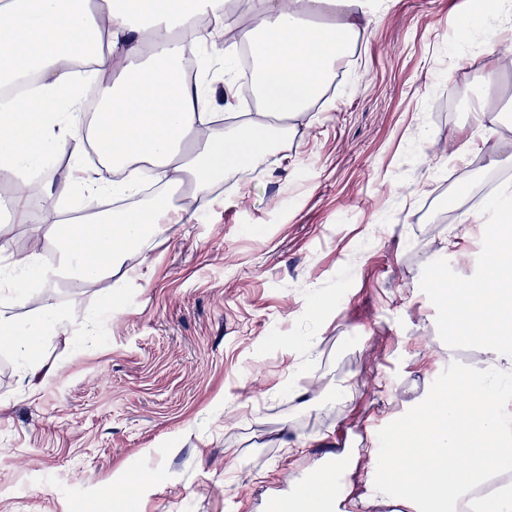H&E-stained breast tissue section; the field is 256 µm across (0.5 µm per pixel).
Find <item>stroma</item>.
I'll list each match as a JSON object with an SVG mask.
<instances>
[{
    "label": "stroma",
    "mask_w": 512,
    "mask_h": 512,
    "mask_svg": "<svg viewBox=\"0 0 512 512\" xmlns=\"http://www.w3.org/2000/svg\"><path fill=\"white\" fill-rule=\"evenodd\" d=\"M472 7L367 0L352 56L285 142L113 276L57 281L68 337L42 326L37 282L0 300L36 327L42 365L27 381L0 341V512H263L330 455L361 501L366 448L404 441L441 380L487 358L428 286L481 280L497 227L457 216L512 184V69L487 87L491 28L457 38ZM26 180L16 254L61 219L39 171Z\"/></svg>",
    "instance_id": "obj_1"
}]
</instances>
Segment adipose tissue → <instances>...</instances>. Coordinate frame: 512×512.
<instances>
[{"mask_svg": "<svg viewBox=\"0 0 512 512\" xmlns=\"http://www.w3.org/2000/svg\"><path fill=\"white\" fill-rule=\"evenodd\" d=\"M225 0H0V85L35 77L38 88L0 109V167L40 168L50 204L77 193L65 231H53L58 262H38L33 252L11 255L0 268V290L21 295L28 281L50 288L64 274L77 283L111 276L131 248L164 234L182 216L158 195L145 206L112 215L100 211L105 193L137 192L151 167L174 190L185 189L206 205L211 185L242 164L258 165L274 138L322 97L335 66L363 33L364 0H259V24L240 32L243 43L258 42L260 62L254 117L241 121L210 112L203 83L187 80L184 58L208 48L224 23ZM133 66L117 67V56ZM97 82L102 100L87 117L76 92L77 76ZM67 100L64 134L47 141L45 129L60 100ZM94 134L112 179L87 174L81 158L65 171L46 157ZM512 255L494 249L486 276L474 289L433 287L461 311L457 332L485 339L490 359L470 374L469 389L481 400L463 410L459 381L450 378L428 428L424 448L388 449L401 460L389 473L395 504L411 512L418 493H427L435 512H512V484L481 494L487 478L512 469V411L502 391L512 384V336L505 335L512 312Z\"/></svg>", "mask_w": 512, "mask_h": 512, "instance_id": "obj_1", "label": "adipose tissue"}]
</instances>
